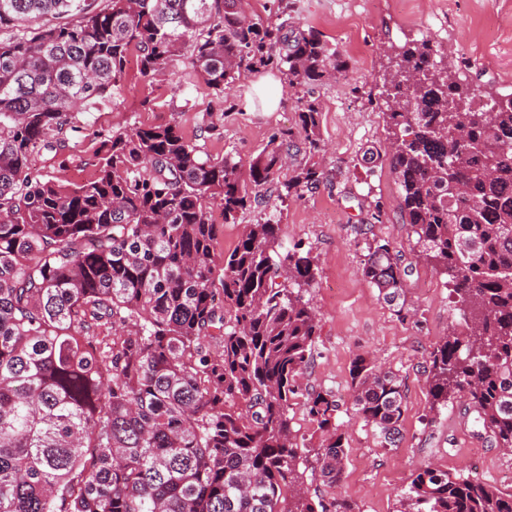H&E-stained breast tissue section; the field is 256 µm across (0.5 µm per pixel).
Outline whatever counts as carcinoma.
<instances>
[{
	"label": "carcinoma",
	"instance_id": "1",
	"mask_svg": "<svg viewBox=\"0 0 512 512\" xmlns=\"http://www.w3.org/2000/svg\"><path fill=\"white\" fill-rule=\"evenodd\" d=\"M48 16L58 25L28 27ZM150 80L182 60L219 100L275 68L311 87L348 70L313 28L250 17L243 0H0V512H350L313 501L289 412L303 400L323 440V482L349 448L340 404L302 386L320 318L306 298L312 248L283 246L281 216L224 223L279 185L285 203L326 172L320 112L301 102L247 163L202 155L172 125L104 136L94 176L64 185L34 174L67 147L75 110L121 88L129 57ZM430 41L394 47L386 156L415 236V259L447 277L458 325L429 353L430 409L467 398L490 446L512 452V92L482 91L435 60ZM303 162L281 177L284 156ZM361 275L402 313L392 243L363 224ZM354 414L395 446L398 374L359 354ZM400 512H512V492L429 465L410 475Z\"/></svg>",
	"mask_w": 512,
	"mask_h": 512
}]
</instances>
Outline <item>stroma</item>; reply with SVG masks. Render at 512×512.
<instances>
[{"label":"stroma","instance_id":"obj_1","mask_svg":"<svg viewBox=\"0 0 512 512\" xmlns=\"http://www.w3.org/2000/svg\"><path fill=\"white\" fill-rule=\"evenodd\" d=\"M294 22L318 31L346 56L345 77L311 88L287 86L277 108L266 111L262 79L283 80L282 72L261 70L226 91L232 110H223L182 63L151 81L129 71L113 102L79 113L80 132L68 133L63 155L44 157V178L79 183L95 170L101 133L140 125L175 126L205 154L230 153L249 160L274 130L294 126L301 100L321 112L325 151L318 159L327 179L303 198L281 205L276 187L262 204L240 214L237 223L219 224L222 251H231L243 225L282 209L285 243L311 245L318 275L308 297L321 318L313 361L303 382L332 391L341 410L336 423L349 448L338 497L352 512H398L413 469L420 465L463 472L505 492L512 491V453L491 447L477 433L475 414L465 399L430 410L426 361L446 336L453 305L445 279L431 265L414 262V238L400 208L396 177L389 165L364 160L382 148L387 131L381 104L388 87L389 47L405 38L429 39L444 64L460 78L480 86L485 96L512 90V0H290ZM219 119L221 136L205 138L200 126ZM390 239L403 262L413 265L406 278V314L383 301L360 274V225ZM370 354L405 383L404 415L396 447L379 443L374 428L353 417L349 368L353 358Z\"/></svg>","mask_w":512,"mask_h":512}]
</instances>
